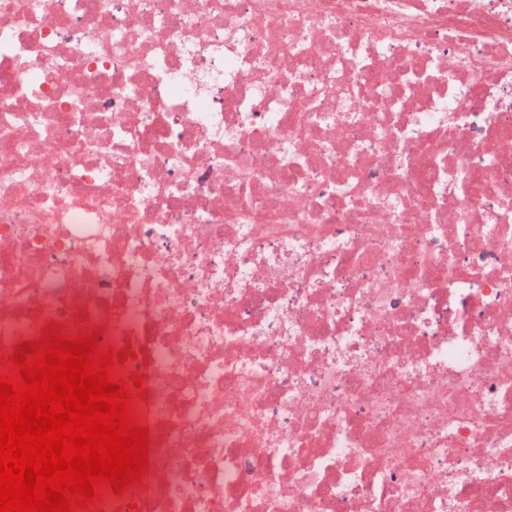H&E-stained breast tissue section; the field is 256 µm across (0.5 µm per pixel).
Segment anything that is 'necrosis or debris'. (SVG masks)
Listing matches in <instances>:
<instances>
[{"label":"necrosis or debris","mask_w":512,"mask_h":512,"mask_svg":"<svg viewBox=\"0 0 512 512\" xmlns=\"http://www.w3.org/2000/svg\"><path fill=\"white\" fill-rule=\"evenodd\" d=\"M0 40V354L100 327L146 390L88 512H512V0H0Z\"/></svg>","instance_id":"1"}]
</instances>
